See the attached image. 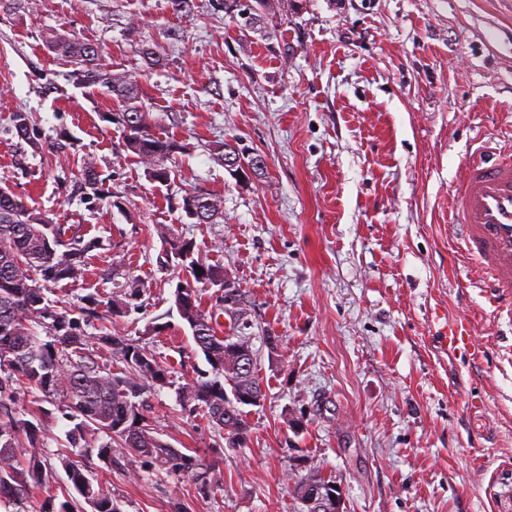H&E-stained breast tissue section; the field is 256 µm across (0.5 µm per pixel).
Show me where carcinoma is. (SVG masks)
Masks as SVG:
<instances>
[{
  "label": "carcinoma",
  "instance_id": "carcinoma-1",
  "mask_svg": "<svg viewBox=\"0 0 512 512\" xmlns=\"http://www.w3.org/2000/svg\"><path fill=\"white\" fill-rule=\"evenodd\" d=\"M275 8V0H246L244 4L224 0V9L237 13L244 29L268 22ZM46 45L75 66L82 87L112 97L118 111L108 113V119L123 127L126 150L146 165L154 181H171L176 175L175 155L186 146L151 132L153 117L144 110L138 81L104 70L102 50L92 41L53 32L46 37ZM8 131L19 142L39 150L27 113H14ZM215 155L226 168L234 165L253 173L262 170V160H245L227 142ZM81 177L84 188L99 195L100 179L93 163L83 162ZM181 210L197 224L224 223L221 200L204 190L183 196ZM162 238L167 247L165 256L180 260L196 282L224 285V269L199 265L192 240L169 228L162 232ZM99 247V240L85 238L81 225L49 224L19 195L0 187V505H23L31 501L35 488L49 481L45 462L22 443L24 438L34 443L41 432V420L29 419L26 412L15 409L18 390L23 387L45 397H59L60 411L74 422L68 432L70 443L96 454L108 467L129 456L141 459L168 476L191 478L202 496L223 481L218 464L174 447L145 414L147 389L170 384L167 368L154 354L105 323L98 335L87 336L79 319L49 304L47 286L79 278L88 254ZM235 291L229 306L224 305V295L212 294L214 303L207 310L200 290L188 285L174 290V304L216 373L214 379L191 381L179 395L191 409L202 411L232 446L241 447L250 431L246 412L236 407L226 415L224 383L218 376L230 377L236 390L261 401L266 393L256 371L243 375L235 371L236 358L227 349L229 337L251 340L249 301L241 288ZM102 304L96 296H88L85 315L96 313ZM121 304L122 299L115 295L104 305L109 315L117 316ZM222 317L227 323L220 322ZM37 326L49 329L50 340L39 338ZM92 346L99 363L91 358ZM61 465L76 496L62 501L56 512H80L83 502L92 506V512H122L111 489L83 465L67 459ZM311 484L325 492L336 489L335 480L311 466L295 483L296 495Z\"/></svg>",
  "mask_w": 512,
  "mask_h": 512
}]
</instances>
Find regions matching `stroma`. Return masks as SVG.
Returning a JSON list of instances; mask_svg holds the SVG:
<instances>
[{
    "label": "stroma",
    "instance_id": "35a3bbf8",
    "mask_svg": "<svg viewBox=\"0 0 512 512\" xmlns=\"http://www.w3.org/2000/svg\"><path fill=\"white\" fill-rule=\"evenodd\" d=\"M99 44L134 77L153 130L186 144L174 182L127 153L115 106L76 85L45 37ZM153 48L155 60L143 51ZM32 115L44 149L20 150L12 113ZM512 142V0H289L241 29L224 0H22L0 12V185L53 224L83 225L99 249L84 275L47 296L79 310L132 285L114 326L171 369L148 392L176 448L219 458L221 489L139 460L105 466L70 447L56 403L36 451L53 468L25 512H54L71 487L59 458L109 481L122 512H298L293 477L315 465L345 512H512V319L457 251L450 195L473 137ZM235 142L265 167L237 181L215 160ZM92 160L103 192L87 195ZM196 188L223 201L220 224H185ZM192 239L251 302L257 375L244 447L230 448L178 389L209 364L173 305L187 273L160 264V232ZM468 325L469 351L438 343L434 315ZM164 327L153 335V324Z\"/></svg>",
    "mask_w": 512,
    "mask_h": 512
}]
</instances>
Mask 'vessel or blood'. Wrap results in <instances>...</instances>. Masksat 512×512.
Segmentation results:
<instances>
[{"mask_svg": "<svg viewBox=\"0 0 512 512\" xmlns=\"http://www.w3.org/2000/svg\"><path fill=\"white\" fill-rule=\"evenodd\" d=\"M465 174L452 197V221L463 251L484 271L482 285L497 301L512 300V147L490 155L478 150L464 161ZM442 346L468 344L466 326L437 316Z\"/></svg>", "mask_w": 512, "mask_h": 512, "instance_id": "vessel-or-blood-1", "label": "vessel or blood"}]
</instances>
